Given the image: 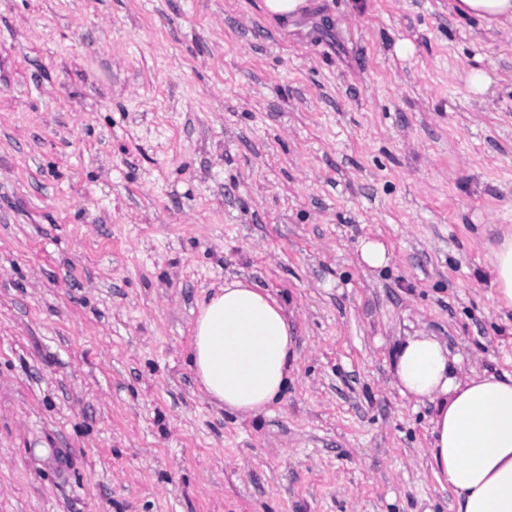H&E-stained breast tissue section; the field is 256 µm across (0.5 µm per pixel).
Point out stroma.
<instances>
[{"instance_id": "1", "label": "stroma", "mask_w": 512, "mask_h": 512, "mask_svg": "<svg viewBox=\"0 0 512 512\" xmlns=\"http://www.w3.org/2000/svg\"><path fill=\"white\" fill-rule=\"evenodd\" d=\"M307 3L0 0V512H455L390 355L512 373V31ZM234 277L296 338L253 420L186 363ZM306 0H264L266 12L273 17L288 20L300 14ZM493 265L497 309L512 310V235L505 236L495 250ZM359 251L362 262L371 268L381 267L389 261L386 248L377 240H363Z\"/></svg>"}]
</instances>
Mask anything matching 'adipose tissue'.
Here are the masks:
<instances>
[{"label":"adipose tissue","instance_id":"1","mask_svg":"<svg viewBox=\"0 0 512 512\" xmlns=\"http://www.w3.org/2000/svg\"><path fill=\"white\" fill-rule=\"evenodd\" d=\"M294 338L283 307L238 279L199 306L188 366L209 401L239 418L264 412L287 389ZM393 383L429 402V465L456 512H512V375L462 372L437 337H406L393 350Z\"/></svg>","mask_w":512,"mask_h":512}]
</instances>
